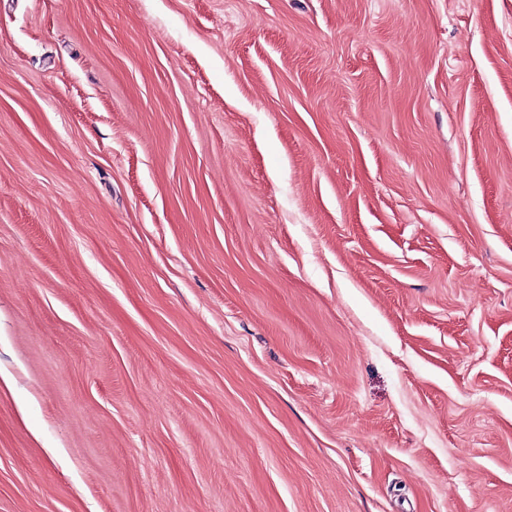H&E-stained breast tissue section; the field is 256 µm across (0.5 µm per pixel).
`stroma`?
Segmentation results:
<instances>
[{
    "label": "stroma",
    "instance_id": "35a3bbf8",
    "mask_svg": "<svg viewBox=\"0 0 512 512\" xmlns=\"http://www.w3.org/2000/svg\"><path fill=\"white\" fill-rule=\"evenodd\" d=\"M0 512H512V0H0Z\"/></svg>",
    "mask_w": 512,
    "mask_h": 512
}]
</instances>
